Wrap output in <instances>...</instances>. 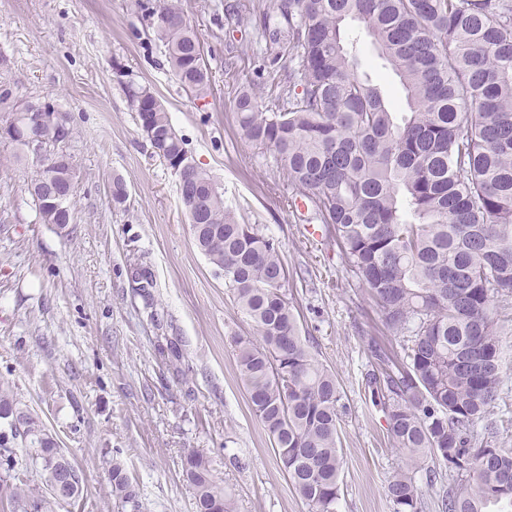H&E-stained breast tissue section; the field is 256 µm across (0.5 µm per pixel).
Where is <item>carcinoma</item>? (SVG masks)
Here are the masks:
<instances>
[{"mask_svg": "<svg viewBox=\"0 0 512 512\" xmlns=\"http://www.w3.org/2000/svg\"><path fill=\"white\" fill-rule=\"evenodd\" d=\"M170 68L189 92L210 89L203 45L179 0H141ZM285 27L264 26L275 56L288 53V78L276 110L249 88L236 100L240 136L274 153L294 196L335 237L357 280L369 289L384 327L407 335L403 367L368 384L384 405L387 430L404 461L386 495L393 512H421L415 474L427 457L460 482L445 495L448 512L512 507V448L485 419L501 385L499 304L512 297V0H279ZM355 22L377 58L398 79L395 110L382 85L357 73L346 26ZM140 127L169 162L188 151L150 89H129ZM205 205L193 232L197 249L224 271V284L248 319L251 336H233L236 367L251 407L273 439L280 469L308 512H335L346 406L335 374L301 334L288 298L282 250L257 225L224 205L210 176L187 171ZM20 407L0 384V412ZM30 431L49 498L14 493L21 512L63 502L56 470L74 464L38 417ZM23 435L0 425V449ZM196 512H236L209 462L182 460ZM112 495L137 512L139 492L123 465L109 471Z\"/></svg>", "mask_w": 512, "mask_h": 512, "instance_id": "carcinoma-1", "label": "carcinoma"}]
</instances>
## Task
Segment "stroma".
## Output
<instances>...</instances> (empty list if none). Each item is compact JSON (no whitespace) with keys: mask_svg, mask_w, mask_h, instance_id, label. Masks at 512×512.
Here are the masks:
<instances>
[{"mask_svg":"<svg viewBox=\"0 0 512 512\" xmlns=\"http://www.w3.org/2000/svg\"><path fill=\"white\" fill-rule=\"evenodd\" d=\"M276 0H182L203 44L211 91L198 97L172 73L138 0H0V77L17 100L48 99L66 113L74 169L71 224H45L33 204L35 170L0 139V384L38 416L83 474V491L53 512H131L108 474L124 463L141 512H195L181 461L196 451L237 512H308L280 470L273 440L238 378L232 336L250 333L224 284L194 245L179 179L140 129L129 88H150L224 204L281 245L303 335L337 377L342 424L336 512H392L386 496L400 453L366 378L378 355L402 357L368 288L327 238L306 237L309 213L273 153L237 133L235 102L254 88L276 102L287 59L263 63L261 24ZM359 73L393 104L398 79L382 68L361 28ZM122 178L128 199L112 201ZM501 376L489 417L512 448V303L500 321ZM0 462V512L15 488L43 495L38 465L17 448Z\"/></svg>","mask_w":512,"mask_h":512,"instance_id":"1","label":"stroma"}]
</instances>
